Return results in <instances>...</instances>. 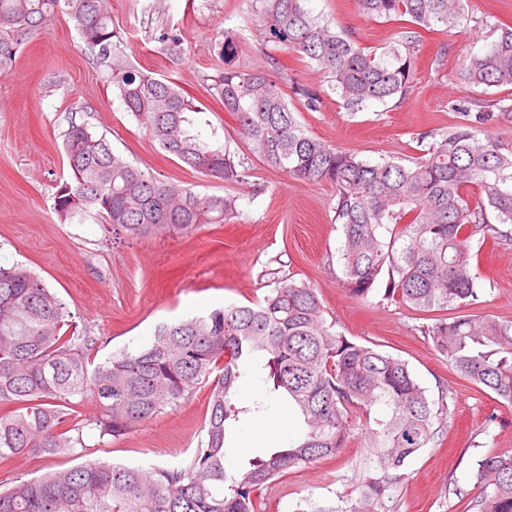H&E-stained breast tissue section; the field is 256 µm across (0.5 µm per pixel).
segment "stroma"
<instances>
[{"label":"stroma","mask_w":512,"mask_h":512,"mask_svg":"<svg viewBox=\"0 0 512 512\" xmlns=\"http://www.w3.org/2000/svg\"><path fill=\"white\" fill-rule=\"evenodd\" d=\"M107 2L129 59L143 71L170 78L193 98L201 109L197 128L214 147L248 149L212 89L228 31L237 39V64L267 72L282 91L295 82L320 92V111L300 115L311 133L370 162L409 163L419 154L417 133L448 131L461 122L454 104L470 98L493 104L508 94L504 87L467 86L459 67L486 49L494 28H512V0H463L452 34L421 31L406 99L359 110L328 88L321 71L292 56L282 55L281 67L271 69L250 0ZM310 6L366 47L388 45L399 29L395 22L367 19L360 0H311ZM168 27L182 34L179 52L165 50L158 40ZM73 122L105 135L114 151L142 170L198 193L235 196L241 219L202 224L188 234L164 230L139 238L115 235L92 217L61 219L53 193L56 183L70 177L63 134ZM335 202L331 185L298 180L259 161L248 182L227 184L164 153L125 112L65 18L36 31L0 76V264L19 263L38 274L72 313L78 333L97 338V360L147 345L159 323L263 298L288 277L305 283L315 289L323 317L336 331L407 360L431 398L448 395L444 435L406 467L394 492L396 512H467L476 461L490 450H512V406L458 378L421 334L422 314L384 299L383 287L365 302L348 295L341 282L344 237L334 221ZM470 246L482 252L486 293L480 312L512 320V240L493 250L475 240ZM243 372V384L254 387L266 408L245 417L229 435L227 462L238 468L286 446L303 428L286 401L266 396L257 366ZM283 412L287 424L253 445L255 425L276 421ZM205 413L201 390L110 446L97 447L93 431L85 441L95 446V458L111 463L171 466L185 462L196 447ZM491 413L496 421L489 425L485 418ZM363 463L362 449L353 445L335 459L289 474L266 491V512H292L309 495L326 505L342 496L356 498Z\"/></svg>","instance_id":"35a3bbf8"}]
</instances>
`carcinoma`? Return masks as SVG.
<instances>
[{"label":"carcinoma","instance_id":"1","mask_svg":"<svg viewBox=\"0 0 512 512\" xmlns=\"http://www.w3.org/2000/svg\"><path fill=\"white\" fill-rule=\"evenodd\" d=\"M310 2L251 0L256 30L274 49L322 71L357 109L405 98L417 30L448 33L462 16V0H360L369 19L406 22L396 44L379 53L314 14ZM59 15L73 23L125 111L167 154L226 183L248 180L255 156L289 177L333 185L350 295L367 298L384 275L383 297L391 302L422 313L462 310L421 333L456 375L512 405V321L470 312L485 288L479 253L467 246L476 236L498 246L505 237L498 225L512 224V148L478 137L482 126L511 117L512 103L465 100L455 106L463 121L452 130L417 134L421 153L410 164L373 163L313 135L267 74L229 64L237 45L226 34L213 89L249 144L241 155L210 147L195 129L191 97L130 62L114 40L106 0H0V75L18 47ZM158 41L175 50L183 37L166 28ZM460 76L473 87L512 86V29L465 60ZM292 92L306 111H320L318 92ZM63 148L71 178L56 185L54 209L65 220L95 214L135 238L241 216L235 197L161 180L84 124L69 125ZM72 326L43 280L22 265H0V464L25 455L81 458L90 451L84 429L102 444L115 442L206 386L202 435L183 464L96 461L16 480L0 490V512H264V490L353 441L365 452L359 497L336 507L305 498L295 512H396L393 490L404 468L434 442L448 415L446 394L432 399L407 361L333 330L315 290L290 279L250 306L163 323L148 346L98 363L91 358L96 338L67 333ZM256 355L267 393L286 397L304 430L287 447L236 468L225 463V443L237 423L261 410V401L239 398L241 365ZM88 395L100 413L80 419L77 406ZM473 478L479 492L470 509L512 512V452L487 453Z\"/></svg>","mask_w":512,"mask_h":512}]
</instances>
